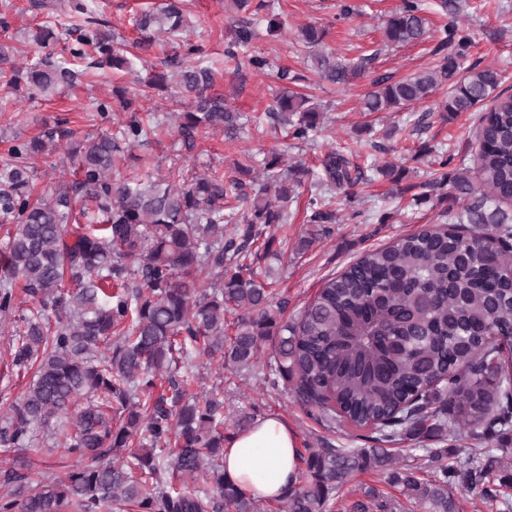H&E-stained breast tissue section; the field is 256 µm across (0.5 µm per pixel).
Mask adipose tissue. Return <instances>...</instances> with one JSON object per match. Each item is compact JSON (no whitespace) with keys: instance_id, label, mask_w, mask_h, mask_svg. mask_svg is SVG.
<instances>
[{"instance_id":"ef3b65f1","label":"adipose tissue","mask_w":512,"mask_h":512,"mask_svg":"<svg viewBox=\"0 0 512 512\" xmlns=\"http://www.w3.org/2000/svg\"><path fill=\"white\" fill-rule=\"evenodd\" d=\"M297 472L295 434L275 416L242 431L224 448L225 478L258 498H278Z\"/></svg>"}]
</instances>
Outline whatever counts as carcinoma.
Returning <instances> with one entry per match:
<instances>
[{
	"instance_id": "cac0c4a2",
	"label": "carcinoma",
	"mask_w": 512,
	"mask_h": 512,
	"mask_svg": "<svg viewBox=\"0 0 512 512\" xmlns=\"http://www.w3.org/2000/svg\"><path fill=\"white\" fill-rule=\"evenodd\" d=\"M184 16L177 2L134 19L137 29L175 36ZM70 48L77 59L127 67L106 22L87 16ZM325 31L300 29L320 79L341 88L364 76L369 59L347 62L322 47ZM427 35L423 0H402L385 21L391 46ZM253 32L238 28L225 51L236 58ZM468 39L456 25L440 29L436 65L396 81L372 80L364 111L386 112L423 101L448 86L439 111L448 116L478 111L477 166L448 172L453 155L439 162L426 182L432 198L458 224H476L487 237L427 227L370 250L328 280L292 322L282 321L284 302L251 261L263 226L288 223V202L305 181L315 180L346 196L368 179L339 150L318 173L303 163L280 168L272 153L263 176L248 180L251 166L234 163L228 178L204 172L191 179L171 165L162 177L115 175L118 160L142 143L148 130L132 116L111 132L73 140L66 153L76 179L35 194L36 159L56 151L54 134L9 149L0 164V223L12 225L6 270L0 279V319H18L11 367L31 374L21 395L0 415V445L21 455L37 431L79 465L35 482L26 471L0 473V512H108L135 504L142 512H260L257 500L224 478V401L219 394H189L191 380L172 379L169 397H151L155 380L173 372L175 353L201 351L223 367L248 370L261 343L273 339L275 371L294 396L329 427L348 425L354 438L374 448H306L298 476L281 497L285 512H326L330 494L357 473L388 470L394 459L385 444L404 437L453 438L464 429L478 444L431 480L395 471L406 496L421 512H457L454 491L497 498L489 474L502 466L490 448L512 430V373L500 362L501 338L512 336V94L493 66L461 72ZM150 73L149 87L169 89L187 100L175 114V132L187 142L200 132L233 139L240 114L209 93L215 74L201 64L185 66L180 54L165 57ZM0 72L31 98L68 82L64 67L36 62L14 66L0 47ZM293 123V137L306 139L323 119L318 103L286 87L266 112L271 123ZM245 206L233 232L224 225ZM333 196L309 199L310 229L294 247L307 250L336 222ZM81 215L86 223L70 224ZM21 281L28 307L14 294ZM243 311L227 336L225 312ZM146 440L123 460L134 440ZM174 445V464L184 477L205 472L210 489L199 495L170 489L157 448Z\"/></svg>"
}]
</instances>
